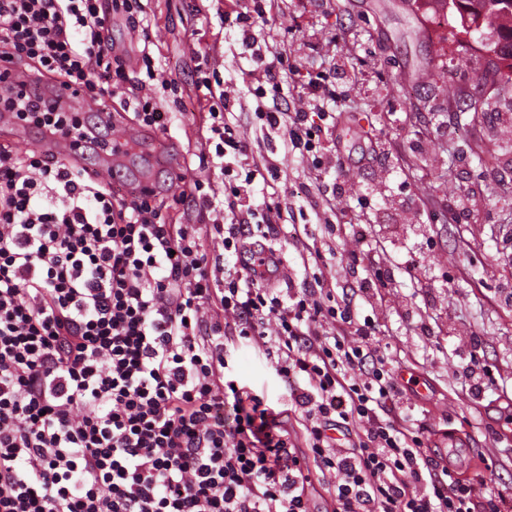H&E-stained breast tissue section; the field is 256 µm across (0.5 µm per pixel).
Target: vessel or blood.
Returning a JSON list of instances; mask_svg holds the SVG:
<instances>
[{
  "mask_svg": "<svg viewBox=\"0 0 512 512\" xmlns=\"http://www.w3.org/2000/svg\"><path fill=\"white\" fill-rule=\"evenodd\" d=\"M112 123L110 112L97 113L94 125L87 127L83 135L69 137L52 131L31 135L29 130L17 125L12 113L0 114V127L13 129L15 140L36 150L44 158L65 163L72 170L83 169L88 160H95L99 171L116 173L127 170L139 151L143 132L140 128L129 127L122 135L105 141L101 132ZM172 160L166 145H159L155 154L147 156L145 168L132 178L133 190L153 187L151 169L158 165L171 166Z\"/></svg>",
  "mask_w": 512,
  "mask_h": 512,
  "instance_id": "b4317fda",
  "label": "vessel or blood"
}]
</instances>
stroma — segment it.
<instances>
[{"instance_id": "1", "label": "stroma", "mask_w": 512, "mask_h": 512, "mask_svg": "<svg viewBox=\"0 0 512 512\" xmlns=\"http://www.w3.org/2000/svg\"><path fill=\"white\" fill-rule=\"evenodd\" d=\"M151 20L152 52L161 76L176 81L178 93L160 92L164 111L172 115L165 135L179 165L154 174L157 201L169 220L206 224L194 207L174 203L168 190L173 172L210 180L223 191L219 171L186 168L201 142L200 116L192 112V82L198 72H214L231 84L235 101L229 122L250 143L254 154L269 157L277 177L256 180L250 187L253 212L269 213L282 234L268 244L279 249L283 269L272 278L280 298L298 289L305 277L301 257L312 248L342 251L356 224H391L401 220L399 200L415 198L427 237L409 236L415 251L414 273L399 269V256L385 241L373 243L374 254L392 267L394 276L383 294L387 303L378 315L375 336L401 383L404 408L410 409L412 431L448 443L449 433L465 434L453 446L459 472L485 489H512V310L495 300L497 280L511 278L494 228L512 222V171L490 181L484 169L496 147L499 115L512 113V81L487 90L480 122L485 139L468 140L472 113L449 106L448 88L472 89L486 57L480 38L461 46L459 17L447 13L445 27H433L428 16L415 13L411 0H274L268 23L253 28L267 59L283 58L281 91L276 98H257L255 83L246 82L251 51L242 44L240 25L225 21L234 7L252 16L253 0H142ZM207 51L195 62L192 51ZM342 79H334L335 69ZM330 77L328 111L337 113L331 130L339 163L314 170L299 154H284L278 133L262 127L257 105L295 110L306 106L304 86L318 74ZM450 121L460 133L456 141L434 138L433 129ZM347 184L339 207L345 223L337 235L322 226L330 212L324 206L339 184ZM309 224L312 238L289 243L284 229ZM431 283L430 291L418 281ZM411 306L433 329L419 335L403 316ZM456 336H449V327ZM476 333L484 359L496 379L481 399H473L458 373L456 348ZM235 379L258 394L267 407L285 412L288 389L277 376L263 347L247 340L229 351Z\"/></svg>"}]
</instances>
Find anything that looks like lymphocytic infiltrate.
I'll return each mask as SVG.
<instances>
[{
	"label": "lymphocytic infiltrate",
	"instance_id": "1",
	"mask_svg": "<svg viewBox=\"0 0 512 512\" xmlns=\"http://www.w3.org/2000/svg\"><path fill=\"white\" fill-rule=\"evenodd\" d=\"M117 15L148 37L141 0H0V60L23 77L0 73V113L79 134L80 111L36 106L32 89L125 94ZM308 92L313 111L259 117L284 153L320 166L336 142L322 80ZM194 98L209 120L199 163H218L224 191L197 180L180 197L215 214L207 229L167 222L151 197L96 172L0 144V512H310L314 466L326 512H512L511 495H480L404 417H380L403 388L359 305L378 298L384 267L352 275L344 296L321 274L284 301L264 287L282 258L236 213L244 185L271 165L226 122L223 79H197ZM235 161L246 166L240 182ZM209 230L242 256L236 278L210 267ZM239 339L261 344L287 386L305 452L228 376ZM480 350L473 340L457 352L476 399L492 379Z\"/></svg>",
	"mask_w": 512,
	"mask_h": 512
}]
</instances>
